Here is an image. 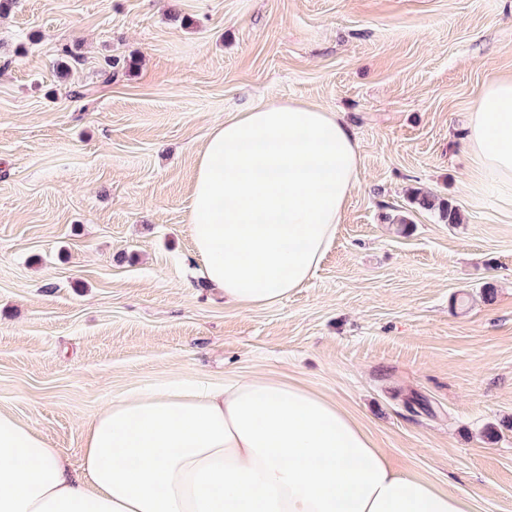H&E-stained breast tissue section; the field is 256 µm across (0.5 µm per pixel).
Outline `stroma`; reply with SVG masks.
Here are the masks:
<instances>
[{
    "instance_id": "35a3bbf8",
    "label": "stroma",
    "mask_w": 512,
    "mask_h": 512,
    "mask_svg": "<svg viewBox=\"0 0 512 512\" xmlns=\"http://www.w3.org/2000/svg\"><path fill=\"white\" fill-rule=\"evenodd\" d=\"M500 76L512 0H13L0 411L76 469L85 423L114 398L274 376L336 400L397 473L512 512V203L462 189L468 115ZM274 101L339 113L359 184L312 277L238 307L193 255L195 164L214 125ZM416 189L463 222L411 207Z\"/></svg>"
}]
</instances>
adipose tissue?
<instances>
[{"mask_svg": "<svg viewBox=\"0 0 512 512\" xmlns=\"http://www.w3.org/2000/svg\"><path fill=\"white\" fill-rule=\"evenodd\" d=\"M466 138L477 188L512 200V78L491 80ZM336 113L267 102L215 125L199 154L189 234L208 282L240 307L312 276L359 175ZM394 471L336 401L265 376L136 390L88 422L80 469L0 412V512H470Z\"/></svg>", "mask_w": 512, "mask_h": 512, "instance_id": "obj_1", "label": "adipose tissue"}]
</instances>
